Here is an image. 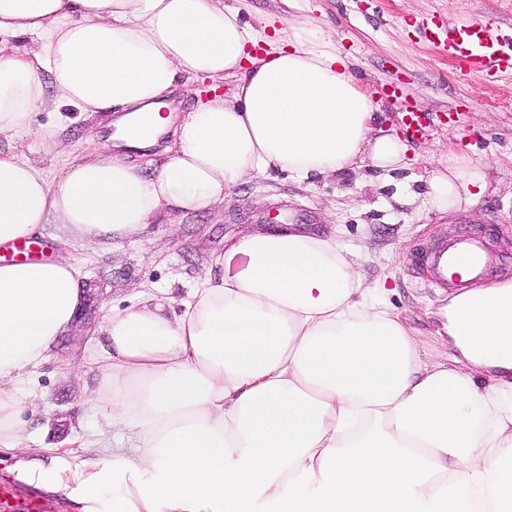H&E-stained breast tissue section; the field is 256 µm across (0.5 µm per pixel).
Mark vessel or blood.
I'll return each mask as SVG.
<instances>
[{"instance_id":"b4317fda","label":"vessel or blood","mask_w":512,"mask_h":512,"mask_svg":"<svg viewBox=\"0 0 512 512\" xmlns=\"http://www.w3.org/2000/svg\"><path fill=\"white\" fill-rule=\"evenodd\" d=\"M427 39L439 50L453 57L461 73L494 79L512 75V46L491 20L475 17L448 29L433 26ZM385 100L402 114L406 134L423 138L429 127L427 119L403 97L398 87L383 92ZM491 227L438 242L427 250H411L408 270L427 287L441 292L461 293L488 280L494 265L512 263V258L494 257L488 247ZM51 244L44 237L21 238L0 245V264L46 260ZM43 497L23 490L11 480L0 478V512H43Z\"/></svg>"}]
</instances>
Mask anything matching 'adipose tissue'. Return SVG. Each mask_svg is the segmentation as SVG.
Masks as SVG:
<instances>
[{
    "label": "adipose tissue",
    "mask_w": 512,
    "mask_h": 512,
    "mask_svg": "<svg viewBox=\"0 0 512 512\" xmlns=\"http://www.w3.org/2000/svg\"><path fill=\"white\" fill-rule=\"evenodd\" d=\"M258 44L224 0H0V137L52 150L65 104L117 113L118 141L145 148L181 80L233 81L182 116L148 176L93 142L54 180L0 149V243L52 223L129 240L247 176L408 166L410 144L377 128L336 49L299 30ZM49 105L53 124L37 123ZM482 187L459 150L425 195L446 214ZM86 289L66 256L0 265V447L23 442L11 380L75 327ZM386 294L335 234L275 226L235 240L184 294L149 285L106 307L89 397L133 448L87 460L90 491L112 488L114 512H512V282L449 298L456 358L427 356Z\"/></svg>",
    "instance_id": "obj_1"
}]
</instances>
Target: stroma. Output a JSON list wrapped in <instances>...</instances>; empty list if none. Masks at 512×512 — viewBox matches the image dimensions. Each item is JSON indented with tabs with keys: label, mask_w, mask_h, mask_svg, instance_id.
I'll list each match as a JSON object with an SVG mask.
<instances>
[{
	"label": "stroma",
	"mask_w": 512,
	"mask_h": 512,
	"mask_svg": "<svg viewBox=\"0 0 512 512\" xmlns=\"http://www.w3.org/2000/svg\"><path fill=\"white\" fill-rule=\"evenodd\" d=\"M238 9L262 39L287 38L303 27L311 43H328L349 61L371 94L384 129L401 128L400 114L383 97L399 86L433 124L415 141V159L386 175L362 167L326 179L298 182L288 174L246 178L222 205L190 216L150 224L133 239L108 247L60 236L48 224L53 253L80 260L90 291L72 332L49 350L34 379L14 380L27 400L23 414L26 448L0 447V478L8 477L59 502L62 512H84L82 482L91 457L111 458L102 443L110 433L89 401L93 376L87 358L102 340L103 303L126 305L143 285L183 288L203 276L234 239L278 220L309 231L335 230L359 257L368 284L385 283L389 303L418 329L428 354H456L452 338L439 335L438 313L447 296L413 278L405 257L414 246L429 247L484 224L496 227L494 250L512 252V75L487 81L457 74L448 56L424 38L427 23L453 25L473 15L496 20L512 36V0H224ZM462 115L461 124L446 120ZM113 133L108 115H76L63 132L57 154L43 156L50 177L63 160L83 156L88 141L105 144ZM470 146L484 179L471 206L446 215L425 202L426 181L449 150Z\"/></svg>",
	"instance_id": "stroma-1"
}]
</instances>
